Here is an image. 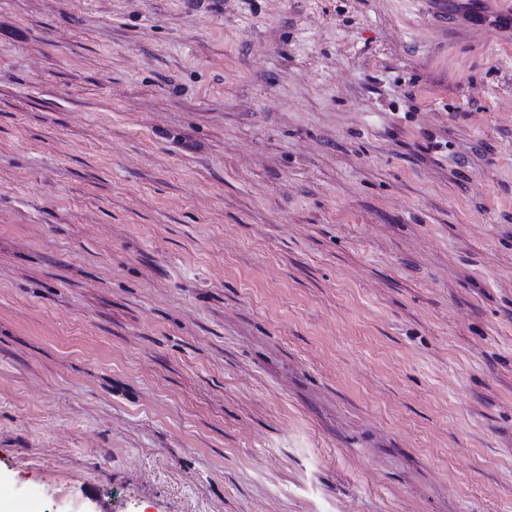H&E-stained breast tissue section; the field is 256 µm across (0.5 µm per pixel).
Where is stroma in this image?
Masks as SVG:
<instances>
[{"mask_svg": "<svg viewBox=\"0 0 512 512\" xmlns=\"http://www.w3.org/2000/svg\"><path fill=\"white\" fill-rule=\"evenodd\" d=\"M505 0H0V504L512 512Z\"/></svg>", "mask_w": 512, "mask_h": 512, "instance_id": "1", "label": "stroma"}]
</instances>
